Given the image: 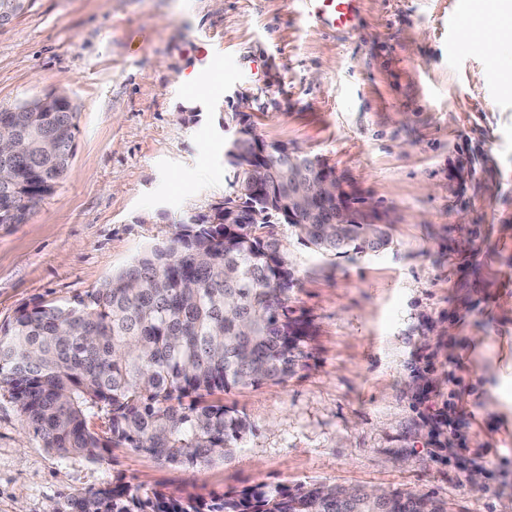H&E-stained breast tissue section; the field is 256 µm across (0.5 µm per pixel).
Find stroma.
Instances as JSON below:
<instances>
[{
	"instance_id": "obj_1",
	"label": "stroma",
	"mask_w": 512,
	"mask_h": 512,
	"mask_svg": "<svg viewBox=\"0 0 512 512\" xmlns=\"http://www.w3.org/2000/svg\"><path fill=\"white\" fill-rule=\"evenodd\" d=\"M360 0L331 29L299 0H33L0 27V109L67 81L73 162L24 223L0 225V325L85 295L233 191L240 99L266 141L318 158L392 242L326 257L285 224L288 307L307 354L224 403L233 456L167 466L116 445L63 458L0 390V512L123 478L206 498L267 483L418 491L512 512V19L470 0ZM223 71L213 93L187 74Z\"/></svg>"
}]
</instances>
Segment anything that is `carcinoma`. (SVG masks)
<instances>
[{"mask_svg": "<svg viewBox=\"0 0 512 512\" xmlns=\"http://www.w3.org/2000/svg\"><path fill=\"white\" fill-rule=\"evenodd\" d=\"M77 113L0 111V128L24 147L0 155V225L21 224L53 194L74 153ZM272 193L255 191L247 170L238 198L274 211L269 195L288 197V154L269 144ZM355 223L295 224L297 235L330 256L377 252L391 243L383 224L357 208ZM274 225L226 224L224 204L199 224L179 222L100 287L70 305L37 301L0 325V389L27 428L63 457L95 459L127 445L162 464L197 466L227 459L251 432L224 393L283 382L304 359L305 322L291 316L294 285ZM103 419L106 431L91 428ZM50 512H448L447 503L413 491H372L308 483L267 484L204 499L120 480L68 497Z\"/></svg>", "mask_w": 512, "mask_h": 512, "instance_id": "carcinoma-1", "label": "carcinoma"}]
</instances>
